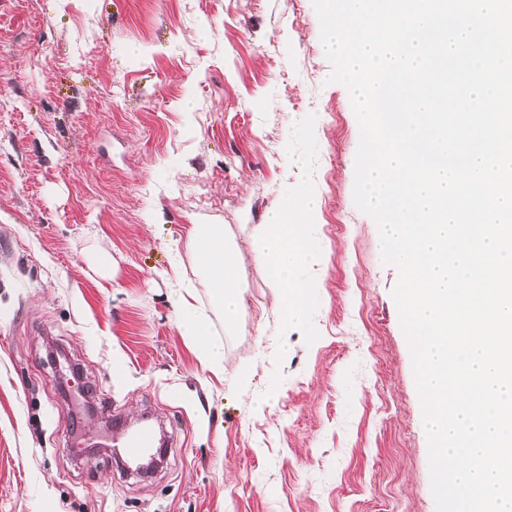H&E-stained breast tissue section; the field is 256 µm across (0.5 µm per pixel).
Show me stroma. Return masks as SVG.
<instances>
[{"label": "stroma", "instance_id": "stroma-1", "mask_svg": "<svg viewBox=\"0 0 512 512\" xmlns=\"http://www.w3.org/2000/svg\"><path fill=\"white\" fill-rule=\"evenodd\" d=\"M313 0H0V512H436L360 129ZM313 194L320 268L283 324L256 225ZM238 247L235 328L187 242ZM224 347L204 368L181 280ZM57 347L92 392L61 391ZM162 426L141 477L114 418Z\"/></svg>", "mask_w": 512, "mask_h": 512}]
</instances>
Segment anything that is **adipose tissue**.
<instances>
[{"instance_id":"obj_1","label":"adipose tissue","mask_w":512,"mask_h":512,"mask_svg":"<svg viewBox=\"0 0 512 512\" xmlns=\"http://www.w3.org/2000/svg\"><path fill=\"white\" fill-rule=\"evenodd\" d=\"M317 199L307 194L270 212L258 225L253 240L258 261L272 287L278 290V308L284 321L304 320L309 283L298 281L294 272L316 260L308 234L315 220ZM192 258L202 274V283L224 311L226 324H233L241 307V293L235 280L236 251L224 239L220 224L194 225L190 241ZM180 328L189 336L205 368L219 369L224 349L212 337L209 325L188 301H180Z\"/></svg>"}]
</instances>
